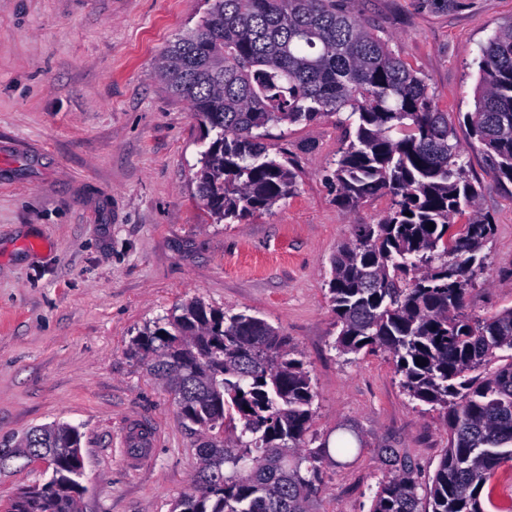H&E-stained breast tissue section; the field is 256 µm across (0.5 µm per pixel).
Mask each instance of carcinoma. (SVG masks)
Masks as SVG:
<instances>
[{"instance_id": "cac0c4a2", "label": "carcinoma", "mask_w": 512, "mask_h": 512, "mask_svg": "<svg viewBox=\"0 0 512 512\" xmlns=\"http://www.w3.org/2000/svg\"><path fill=\"white\" fill-rule=\"evenodd\" d=\"M210 2L158 67L214 133L196 173L210 214L238 220L296 192V173L270 156L261 130L343 112L355 132L333 163L339 203L391 198L383 219L358 225L333 259L335 345L344 354L388 351L407 394L445 410L449 437L428 483L407 472L386 478L371 512L498 508L484 489L512 468V307L483 319L462 311L494 224L477 208L479 185L448 113L388 40L336 0ZM479 74L465 119L497 176L512 183L511 24L481 47ZM132 349L174 386L199 439L193 488L172 512H309L326 449L303 447L315 393L278 329L195 300L145 327ZM80 439L56 423L0 448V470L40 458L52 470L6 512H80Z\"/></svg>"}]
</instances>
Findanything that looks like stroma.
<instances>
[{"instance_id": "35a3bbf8", "label": "stroma", "mask_w": 512, "mask_h": 512, "mask_svg": "<svg viewBox=\"0 0 512 512\" xmlns=\"http://www.w3.org/2000/svg\"><path fill=\"white\" fill-rule=\"evenodd\" d=\"M373 23L447 113L477 205L495 230L465 310L512 307V183L474 143L480 48L512 0H336ZM207 0H0V448L31 428L78 427L81 512H172L192 488L197 441L174 394L129 352L146 325L199 299L264 319L301 353L316 393L306 448L350 440L321 467L310 512H369L396 461L427 482L448 446L443 410L411 400L391 355L341 353L331 259L391 199L342 208L328 175L350 129L338 116L282 122L271 153L294 195L230 223L195 175L209 145L188 103L156 73ZM51 475L17 460L0 504Z\"/></svg>"}]
</instances>
